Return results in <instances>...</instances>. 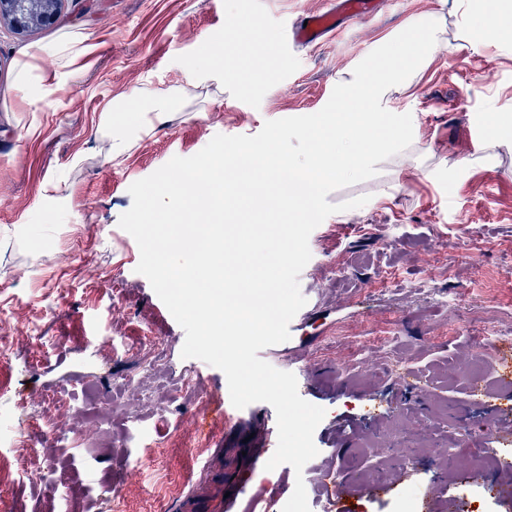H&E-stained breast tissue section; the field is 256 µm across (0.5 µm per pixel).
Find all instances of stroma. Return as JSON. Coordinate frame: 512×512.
<instances>
[{
  "label": "stroma",
  "mask_w": 512,
  "mask_h": 512,
  "mask_svg": "<svg viewBox=\"0 0 512 512\" xmlns=\"http://www.w3.org/2000/svg\"><path fill=\"white\" fill-rule=\"evenodd\" d=\"M329 2L63 0L53 24L24 34L0 25V458L11 462L0 512H179L189 497L197 512H281L299 477L311 512H323L329 482L350 512H420L425 499L430 512H468L477 493L487 512H512L500 495L512 473L463 479L476 456L512 457V428L494 420L512 396L482 394L465 377L512 345V133L488 124L490 113L512 114V42L471 46L449 0H386L320 43L273 44L289 20ZM426 17L441 41L391 100L417 115V134L377 176L328 194L332 204L369 201L311 233L299 276L308 317L270 360L297 368L300 396L325 409L319 453L299 475L287 464L257 470L268 403L235 408L215 367L201 386L170 390L194 362L135 271L138 245L118 225L128 188L215 135L252 136L265 121L318 112L371 51ZM69 33L83 35L85 52L68 70L34 59L53 91L30 107L15 88L18 61ZM210 44L222 45L211 62L234 82L189 87L183 111L134 133L110 160L112 102L189 86ZM155 348L153 369L145 358ZM91 376L112 382L111 422L81 385ZM19 398L36 413L23 425ZM346 419L356 432L337 433ZM20 425L24 452L13 444ZM45 458L54 472L31 483ZM379 477L395 488L374 498Z\"/></svg>",
  "instance_id": "1"
}]
</instances>
